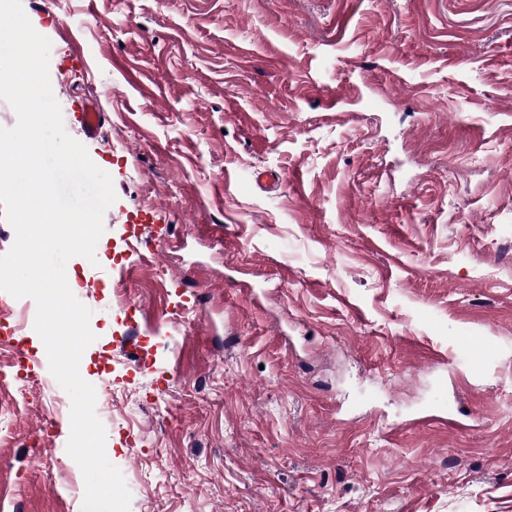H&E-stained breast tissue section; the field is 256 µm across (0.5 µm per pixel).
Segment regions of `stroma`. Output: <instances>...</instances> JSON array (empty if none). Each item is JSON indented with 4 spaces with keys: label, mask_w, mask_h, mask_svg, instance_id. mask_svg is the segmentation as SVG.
<instances>
[{
    "label": "stroma",
    "mask_w": 512,
    "mask_h": 512,
    "mask_svg": "<svg viewBox=\"0 0 512 512\" xmlns=\"http://www.w3.org/2000/svg\"><path fill=\"white\" fill-rule=\"evenodd\" d=\"M22 5L117 196L66 274L130 512H512V0ZM12 344L0 512H81L70 397Z\"/></svg>",
    "instance_id": "1"
}]
</instances>
